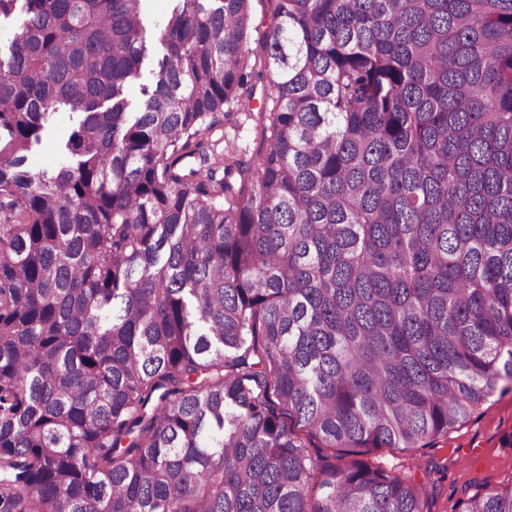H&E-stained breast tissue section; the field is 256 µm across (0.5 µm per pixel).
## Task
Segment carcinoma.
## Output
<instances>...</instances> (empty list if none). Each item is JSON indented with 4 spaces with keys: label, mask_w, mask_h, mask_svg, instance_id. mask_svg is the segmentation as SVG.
Instances as JSON below:
<instances>
[{
    "label": "carcinoma",
    "mask_w": 512,
    "mask_h": 512,
    "mask_svg": "<svg viewBox=\"0 0 512 512\" xmlns=\"http://www.w3.org/2000/svg\"><path fill=\"white\" fill-rule=\"evenodd\" d=\"M172 2L0 0V512H431L379 452L512 380V0ZM79 119V114L66 109L52 113L45 123L40 143L29 153L27 167L34 171L56 167L61 161L62 149L68 136ZM257 112H232L228 119H224V126L217 127L211 132H207L202 140L205 149L211 154L210 150L214 147L217 154H223L224 148L228 145L241 155L244 159H249L256 146L257 137ZM214 146V144H217Z\"/></svg>",
    "instance_id": "carcinoma-1"
}]
</instances>
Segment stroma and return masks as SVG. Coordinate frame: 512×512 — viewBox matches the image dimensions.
Returning a JSON list of instances; mask_svg holds the SVG:
<instances>
[{
    "label": "stroma",
    "mask_w": 512,
    "mask_h": 512,
    "mask_svg": "<svg viewBox=\"0 0 512 512\" xmlns=\"http://www.w3.org/2000/svg\"><path fill=\"white\" fill-rule=\"evenodd\" d=\"M79 114L65 109L52 113L42 132V139L31 150L26 165L38 171L56 167L71 130L78 124ZM257 116L235 112L222 127L203 137L205 148L230 146L243 158H250L257 137ZM512 436V389L495 393L477 414L441 440L436 447L417 453L416 457L386 448L381 452L390 465L416 460L412 473L422 476L427 464L446 467L444 478L437 483L432 512H453L454 503L475 491L478 484H492L512 479V447L504 440Z\"/></svg>",
    "instance_id": "stroma-1"
}]
</instances>
